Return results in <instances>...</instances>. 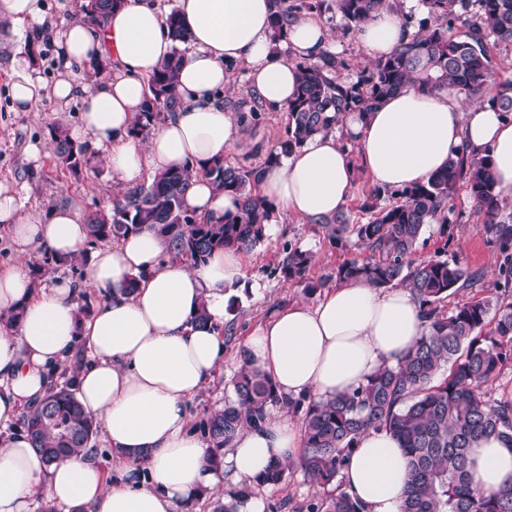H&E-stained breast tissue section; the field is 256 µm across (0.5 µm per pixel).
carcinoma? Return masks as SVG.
<instances>
[{"label":"carcinoma","instance_id":"1","mask_svg":"<svg viewBox=\"0 0 512 512\" xmlns=\"http://www.w3.org/2000/svg\"><path fill=\"white\" fill-rule=\"evenodd\" d=\"M119 0H87L86 17L97 22ZM434 24L422 28L392 55L373 63L354 82H341L336 71L344 62L331 52L314 62L297 64L296 97L288 106L285 138L271 151L265 167L301 147L316 135L332 133L351 112H369L385 97L410 82L430 88L452 87L476 102H491L499 111L512 112V81L491 82L488 41L512 43V0H422ZM477 7V20L464 39L449 34L452 22ZM336 10L346 26L357 29L382 10L394 9V0H300L278 6L272 18V39L278 41L293 16L301 11L321 14ZM173 55L149 78V96L136 115L132 134L146 137L166 119L175 104V79L182 60L181 45L189 40L176 11L166 18ZM52 153L73 174L90 163L89 147L74 144L61 127L51 131ZM215 190L235 196L237 210L224 222L211 223L184 205L191 188L190 165L155 175L148 186L126 193L112 210L87 213L88 244L117 241L147 226L168 241L172 259L200 265L219 249L249 252L266 237V226L276 206L257 191L264 170H245L217 158L200 167ZM465 184L478 212L481 230L497 246L500 264L494 289L488 293L484 273L457 260L410 259L429 224L439 225L441 237H451L445 215L448 197ZM385 190L372 192L362 209L367 222L350 224L334 218L330 240L338 244L353 237L376 258L347 262L320 279L308 277L312 256L287 243L277 270L288 281L304 285L313 294L331 281L363 280L376 288L408 289L423 309L428 329L412 351L397 365L383 366L364 384L329 398L282 396L264 371L246 362L233 379L234 399L200 422L210 454L220 464L222 450L245 427L259 428L274 408L303 412L304 434L300 469L321 487L334 490L296 507L295 512H364L361 503L343 488L341 471L357 439L368 430L386 431L406 449L410 479L401 512H512V484L484 494L469 481V451L483 437L512 443V393H492V383L512 359V302L502 297L512 291V224L498 220L500 202L495 194L490 158L466 148L448 159V165L427 183L398 192L402 201L380 207ZM465 290L470 297L445 311L448 292ZM20 427L32 447L49 465L60 464L86 450L95 451L98 424L87 416L72 382L56 383L38 403L27 406ZM292 464L274 462L255 485H277ZM252 486L224 491L212 512H241L251 498Z\"/></svg>","mask_w":512,"mask_h":512}]
</instances>
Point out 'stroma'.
Segmentation results:
<instances>
[{
  "instance_id": "1",
  "label": "stroma",
  "mask_w": 512,
  "mask_h": 512,
  "mask_svg": "<svg viewBox=\"0 0 512 512\" xmlns=\"http://www.w3.org/2000/svg\"><path fill=\"white\" fill-rule=\"evenodd\" d=\"M322 20L335 35L336 54L344 61L338 80H354L371 63L360 47L354 30L348 29L336 12L322 13ZM34 55L44 83H52L57 74L58 47L53 40L37 33L28 25H20L11 41L0 43V182L10 183L17 190L25 215L36 216L54 207L76 205L83 211L111 208L127 188L108 169L101 157H93L89 168L72 174L57 164L50 146V130L60 125L73 131L79 124V103H71L66 112H58L48 96H41L35 112L16 111L11 97L13 81L12 59ZM286 112L263 109L258 123L243 130L240 145L226 156L228 163L251 168L260 166L267 154L278 147L285 136ZM452 226L451 238L439 236L436 225H429L420 238L413 255L415 261L457 259L463 266L485 273L486 286L497 280L499 253L481 229L466 188H458L448 200L446 209ZM274 229L264 241L244 253L241 284L225 289V321L231 322V335L225 336L224 366L215 379L190 403L193 422H200L210 412L222 409L233 397V378L238 362L245 352L249 335L269 314L293 303L313 304L317 295L307 294L301 284L283 280L276 271L280 252L285 243H293L309 252L312 264L310 278L317 279L349 261L369 259V250L358 246L354 239L336 246L329 239L325 225L298 222L284 212L273 216ZM325 488L312 484L297 468L289 469L287 479L279 485L257 491L263 505L282 501L298 505L303 500L324 496Z\"/></svg>"
}]
</instances>
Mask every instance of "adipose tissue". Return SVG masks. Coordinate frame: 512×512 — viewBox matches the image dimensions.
<instances>
[{
    "mask_svg": "<svg viewBox=\"0 0 512 512\" xmlns=\"http://www.w3.org/2000/svg\"><path fill=\"white\" fill-rule=\"evenodd\" d=\"M159 3L124 0L102 24L79 16L54 33L61 66L51 96L62 109L80 102L75 136L131 187L146 173L197 165L236 148L242 124L221 101L230 66H244L248 89L280 111L296 93L297 59L318 60L333 43L330 30L309 12L292 18L283 39L272 42L278 0H176L190 34L177 79L180 106L137 139L131 128L149 95L147 80L174 46ZM412 35L400 14L384 10L359 28L358 42L377 60ZM101 59L108 70L93 74L92 62ZM13 72L15 110L34 111L45 88L41 76L27 56L16 60ZM344 132L356 142L359 162L335 134L318 135L266 170L259 194L290 216L320 223L350 200L355 164L374 185L410 188L427 183L465 146L489 155L495 192L512 202V122L489 103L465 102L456 89L409 84L371 112L350 113ZM185 204L214 222L236 209L232 196L216 192L198 172ZM0 229L18 256L0 271V314H20L15 325L0 326V512H33L39 498L58 512H175L223 492L225 477L250 482L273 462L298 461L302 426L283 412L268 416L262 428L239 432L218 467L207 462L209 445L192 428L189 403L224 364L216 326L224 321L225 288L243 275L240 252L218 250L206 263L189 266L168 259L166 240L147 227L92 249L80 208L30 218L17 190L3 183ZM40 246L58 257L85 258L82 280L36 287L27 262ZM133 279L138 285L130 293ZM85 293L103 301L83 317ZM202 310L203 323L197 319ZM424 329L409 290L349 281L316 304L279 311L252 332L244 356L282 395L325 398L360 386L380 366L397 365ZM63 372L112 450L116 480L83 453L47 465L14 426ZM470 459L473 488L490 492L512 483L511 445L481 440ZM408 472L400 442L372 430L358 439L342 480L364 512H400Z\"/></svg>",
    "mask_w": 512,
    "mask_h": 512,
    "instance_id": "ef3b65f1",
    "label": "adipose tissue"
}]
</instances>
